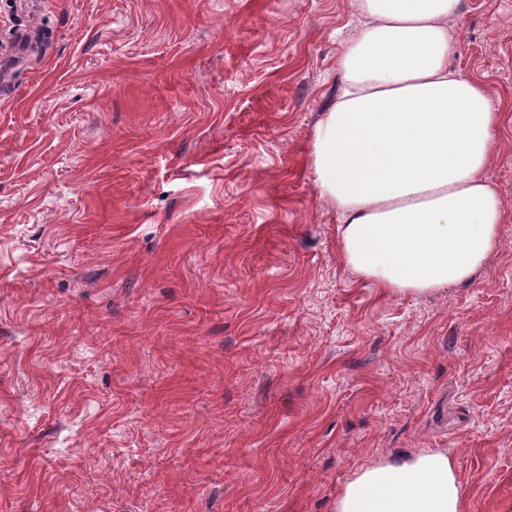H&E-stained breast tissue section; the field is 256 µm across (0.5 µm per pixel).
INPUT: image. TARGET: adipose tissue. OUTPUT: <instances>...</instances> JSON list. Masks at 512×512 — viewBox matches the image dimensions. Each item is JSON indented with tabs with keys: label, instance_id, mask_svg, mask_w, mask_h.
<instances>
[{
	"label": "adipose tissue",
	"instance_id": "1",
	"mask_svg": "<svg viewBox=\"0 0 512 512\" xmlns=\"http://www.w3.org/2000/svg\"><path fill=\"white\" fill-rule=\"evenodd\" d=\"M461 0H350L358 21L337 62L310 167L339 216L345 265L392 292L468 282L495 249L504 203L482 172L503 116L450 70ZM334 512H466L448 454H405L358 470Z\"/></svg>",
	"mask_w": 512,
	"mask_h": 512
}]
</instances>
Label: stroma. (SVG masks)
Wrapping results in <instances>:
<instances>
[{"instance_id":"stroma-1","label":"stroma","mask_w":512,"mask_h":512,"mask_svg":"<svg viewBox=\"0 0 512 512\" xmlns=\"http://www.w3.org/2000/svg\"><path fill=\"white\" fill-rule=\"evenodd\" d=\"M349 0H0V512H333L429 450L512 512V0L451 61L504 114L470 283L344 266L309 153Z\"/></svg>"}]
</instances>
